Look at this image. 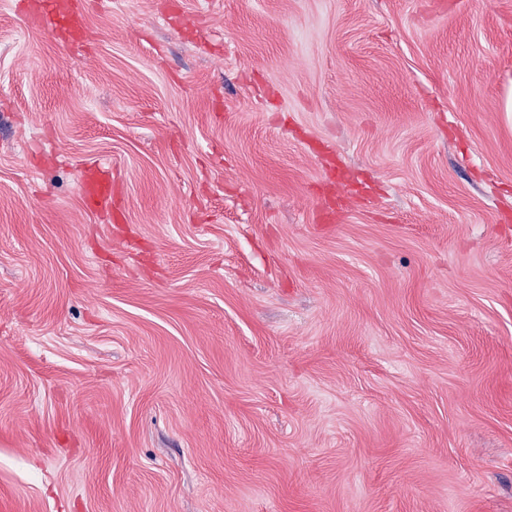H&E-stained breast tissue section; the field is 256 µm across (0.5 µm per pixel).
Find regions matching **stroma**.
Listing matches in <instances>:
<instances>
[{"label": "stroma", "instance_id": "stroma-1", "mask_svg": "<svg viewBox=\"0 0 512 512\" xmlns=\"http://www.w3.org/2000/svg\"><path fill=\"white\" fill-rule=\"evenodd\" d=\"M25 3L0 512H512V0ZM29 20L46 34L56 37L61 32H84L81 7L75 0H39L29 14ZM65 21V24H62ZM81 194L88 206L102 209L112 203V176L106 165L89 169L81 185Z\"/></svg>", "mask_w": 512, "mask_h": 512}]
</instances>
